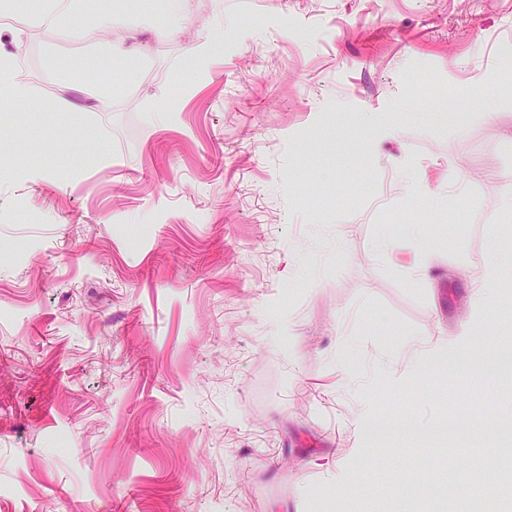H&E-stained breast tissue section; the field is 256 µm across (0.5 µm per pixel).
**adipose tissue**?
I'll list each match as a JSON object with an SVG mask.
<instances>
[{"instance_id": "adipose-tissue-1", "label": "adipose tissue", "mask_w": 512, "mask_h": 512, "mask_svg": "<svg viewBox=\"0 0 512 512\" xmlns=\"http://www.w3.org/2000/svg\"><path fill=\"white\" fill-rule=\"evenodd\" d=\"M37 25L81 39L90 31L114 27L111 12L90 14L87 0H23ZM471 283L470 312L473 320L484 319L493 290L503 277L501 267L490 259L470 262L464 270Z\"/></svg>"}]
</instances>
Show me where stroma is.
Returning <instances> with one entry per match:
<instances>
[{"mask_svg": "<svg viewBox=\"0 0 512 512\" xmlns=\"http://www.w3.org/2000/svg\"><path fill=\"white\" fill-rule=\"evenodd\" d=\"M111 7V33L20 10L0 35L42 104L0 103V512H429L439 472L494 491L496 444L422 462L367 417L429 439L479 401L512 429V0H179L175 40L159 2ZM116 32L111 82L60 69ZM419 224L442 250L412 285ZM469 258L508 269L480 323Z\"/></svg>", "mask_w": 512, "mask_h": 512, "instance_id": "stroma-1", "label": "stroma"}]
</instances>
